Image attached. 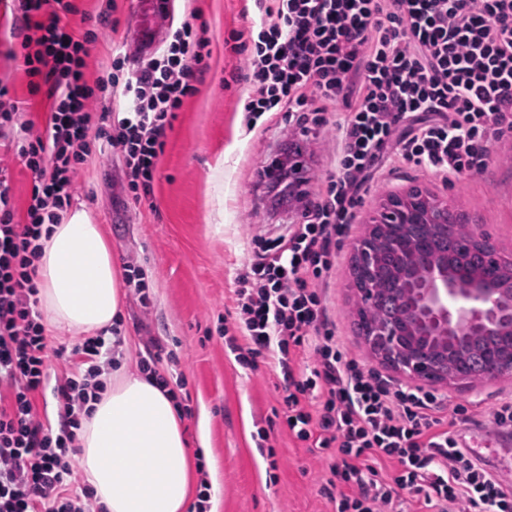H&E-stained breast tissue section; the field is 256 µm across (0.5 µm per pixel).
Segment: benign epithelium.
<instances>
[{
	"mask_svg": "<svg viewBox=\"0 0 512 512\" xmlns=\"http://www.w3.org/2000/svg\"><path fill=\"white\" fill-rule=\"evenodd\" d=\"M463 216L449 203L418 189L392 193L371 218L354 247L353 263L376 269L392 281L389 297L400 311L371 325L363 339L375 357L396 374L425 384L466 387L455 364L478 337L493 336L496 346L479 355L496 361L489 379L512 373V270L497 281L474 274L461 280L455 256L428 258L417 267L385 265L382 254L392 239L412 235L419 224L447 233ZM359 304L379 302L371 283L353 278Z\"/></svg>",
	"mask_w": 512,
	"mask_h": 512,
	"instance_id": "obj_1",
	"label": "benign epithelium"
}]
</instances>
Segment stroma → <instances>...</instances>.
Here are the masks:
<instances>
[{
	"instance_id": "stroma-1",
	"label": "stroma",
	"mask_w": 512,
	"mask_h": 512,
	"mask_svg": "<svg viewBox=\"0 0 512 512\" xmlns=\"http://www.w3.org/2000/svg\"><path fill=\"white\" fill-rule=\"evenodd\" d=\"M116 29H99L98 0H78L84 17H73L79 29L98 30L87 59L88 79L112 65L113 39H131L134 0H115ZM247 0H180V17L197 13V21L214 40L209 70L197 82L167 132L157 164L152 202L135 201L118 163L92 160L80 172L72 207L90 211L100 224L122 274L140 269L148 302L131 288L123 290L120 331L126 338L124 360L138 370L141 356L160 350L157 363L170 390L182 403L181 414L196 478L211 485L210 512H334L320 489L331 474L318 449L295 441L285 423L282 377L267 363L243 367L224 347V322L235 316L232 275L255 246H284L297 224L300 206L273 208L266 173L293 141L307 149L311 193H318L336 169L339 151L336 120L343 102L328 105L322 123L300 126L280 116L264 115L252 132L242 126L247 96L232 72L245 65L233 49L232 35L247 25ZM11 14L0 10V83L15 88L36 126H43L47 92L29 95L21 70L8 56L20 48L10 35ZM0 163L8 168L12 202L24 213L32 175L12 144L0 145ZM428 189L451 201L486 232L498 256L512 258V142L493 147L486 169L472 177L444 181L431 172L394 165L373 184L357 208L347 233L336 244L335 264L325 287L336 336L349 357L379 374L387 369L374 357L354 326L357 296L351 289L352 247L364 236L369 218L393 191ZM449 405L467 407L471 416L462 432H476L496 404L512 395V375L468 388L437 385ZM264 448H257L259 432Z\"/></svg>"
}]
</instances>
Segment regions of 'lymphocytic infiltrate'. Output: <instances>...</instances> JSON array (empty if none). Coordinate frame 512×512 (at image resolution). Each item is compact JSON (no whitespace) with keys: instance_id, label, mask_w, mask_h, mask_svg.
Masks as SVG:
<instances>
[{"instance_id":"lymphocytic-infiltrate-1","label":"lymphocytic infiltrate","mask_w":512,"mask_h":512,"mask_svg":"<svg viewBox=\"0 0 512 512\" xmlns=\"http://www.w3.org/2000/svg\"><path fill=\"white\" fill-rule=\"evenodd\" d=\"M246 28L244 123L269 112H304L343 100L339 158L326 189L306 203L285 247L246 260L234 282L237 318L227 353L253 369L277 364L289 430L327 451L339 485L336 512H405L421 499L434 512H512L502 482L462 448L442 414L444 395L394 386L349 359L336 339L319 283L336 238L355 217L361 190L385 163L442 178L482 172L492 147L512 139V0H254ZM23 22L29 94L50 85L43 131L0 86V140H18L33 175L24 221L0 175V512H100L70 463L79 417L122 338L76 343L55 382L34 285L41 228L57 224L92 155H116L135 200L152 201L157 160L185 99L211 56L206 28L172 26L148 57L112 44V66L84 69L96 33L69 27L74 0H11ZM309 354L305 370L294 359ZM52 385L60 427L39 419L34 397ZM392 474L382 475L386 464Z\"/></svg>"}]
</instances>
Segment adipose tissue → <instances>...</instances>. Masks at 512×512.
I'll list each match as a JSON object with an SVG mask.
<instances>
[{"label": "adipose tissue", "instance_id": "adipose-tissue-1", "mask_svg": "<svg viewBox=\"0 0 512 512\" xmlns=\"http://www.w3.org/2000/svg\"><path fill=\"white\" fill-rule=\"evenodd\" d=\"M34 282L50 331L97 335L121 309V273L83 209L42 228ZM78 464L106 512H185L194 464L167 388L113 361L88 404Z\"/></svg>", "mask_w": 512, "mask_h": 512}]
</instances>
